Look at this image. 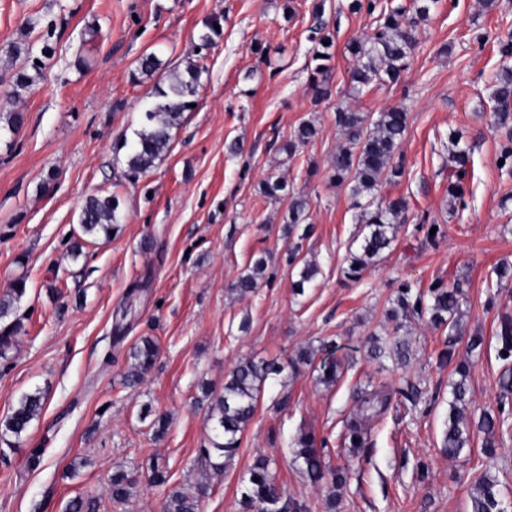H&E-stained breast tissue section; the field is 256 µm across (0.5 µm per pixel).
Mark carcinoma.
I'll return each mask as SVG.
<instances>
[{
    "mask_svg": "<svg viewBox=\"0 0 512 512\" xmlns=\"http://www.w3.org/2000/svg\"><path fill=\"white\" fill-rule=\"evenodd\" d=\"M324 0H319L314 11V25L309 35L313 44L312 60L316 61L310 77V90L314 102L320 103L331 95L329 72L334 40L325 34L327 22L323 19ZM381 19L373 35L350 44L355 59L350 71V86L359 92L373 82H399L408 68L409 60L418 45L419 21L408 15L407 8L397 4L384 8ZM498 52L505 66L499 85L491 95L493 101L492 117L495 127L504 132L506 143L501 145L502 167L512 171V39L501 41ZM161 68L160 60L153 54L143 56L138 65L141 75L152 77ZM42 76V66L31 64V70L18 71L13 75V94L20 97L30 90ZM201 69L188 64L184 70H172L163 80L164 87H158L157 100L144 112L143 125L136 131V138L128 146L125 162L130 173L137 175L149 171L156 165L169 147L171 129L179 125L183 114L190 111L189 105L195 103L194 86L199 84ZM408 113L401 107H391L378 113L377 117L356 110L350 104L338 103L335 122L341 135V142L330 160L332 180L341 185H351L356 206L361 209L360 230L356 247L349 251L347 266L342 269L345 278L357 281L364 271L378 261L395 240L396 224L401 222L407 210V201L403 198L391 199L386 203L375 202L373 191L384 181H397L404 175L405 165L400 145L407 131ZM23 124L20 112H0V130L16 133ZM318 134L314 122L305 121L294 131L292 137L281 145L280 151L291 157L298 148L309 143ZM452 171L448 175V196L454 208L464 210L467 207L465 177L470 162L469 150L452 142ZM286 189V183L280 177H268L260 185L261 192L269 198H278ZM368 198L362 203L360 199ZM119 199L114 195H93L83 203L78 221L83 235L92 239H111V232L119 230ZM308 202L302 196H291L288 213L284 223L294 226L306 216ZM288 265L298 268L297 280L293 282L296 293H304L306 286L312 284L320 274L317 264L299 255L298 249H288ZM267 261L261 257L253 267L240 275L234 289L239 296L245 297L256 291L259 281L264 278ZM26 293V281L14 283L8 297L0 298V318L9 314L15 303ZM463 290L460 285L448 286L441 281L430 285L425 292H412L408 284H403L391 305L385 311V319L392 324L393 338L380 344L373 341L368 355L374 360L389 357L401 368L410 360L408 344L400 337L404 322L411 317L429 314L432 325L448 329L445 348L439 353V365L452 366L448 375V418L442 432L441 447L450 459L459 458L471 448L473 438L482 435L481 450L489 458L496 455L497 434L509 415L506 404L512 396V367L505 370L499 378L501 392L497 410L481 413L479 417L467 413L468 379L471 365L466 360L455 358L456 335L461 328ZM23 327V323L14 321L0 329V358L12 345V338ZM498 357L503 361H512V318L504 316L496 331ZM324 356L302 350L290 359L293 369L305 364L317 372L316 381L333 386L341 375V364L335 356L334 345L321 348ZM159 348L150 336H143L129 350L132 363L125 373V383L138 385L155 365ZM283 367L276 363L248 360L236 365L224 381V391L212 397V391L204 389V396L213 398L208 406L207 421L210 423L208 445L200 449L201 456L209 461L222 458L224 463H216L219 469L229 463L237 454L244 432L253 420L266 382L280 375ZM359 397L356 409L344 422L342 437L344 447L356 456L366 447L368 426L373 420L385 415L390 403L391 393L381 389L368 390L357 388ZM45 401L44 394L36 390L22 394L17 406L5 418L0 419V440L18 439L36 419ZM295 460L308 482L320 487L326 482L332 483L325 499L327 512H336L339 503L336 489L344 486L349 473L343 467H333L326 462L325 441L317 438L312 431L299 432L292 441ZM259 481H254V478ZM134 479L130 472L122 467L112 472L109 480V496L115 503L125 502L131 494ZM209 487L201 484L193 493L180 490L171 492L164 505V512H200L201 501L207 495ZM470 512H503L506 502L499 489L498 480L487 472L480 473L472 484L470 493ZM239 512H294L291 502L283 500L282 494L271 474L269 462L258 459L249 469L248 477L243 479ZM99 499L88 496H75L70 499L64 512H99Z\"/></svg>",
    "mask_w": 512,
    "mask_h": 512,
    "instance_id": "obj_1",
    "label": "carcinoma"
}]
</instances>
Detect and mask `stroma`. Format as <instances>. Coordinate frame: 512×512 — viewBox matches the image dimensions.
Listing matches in <instances>:
<instances>
[{
    "mask_svg": "<svg viewBox=\"0 0 512 512\" xmlns=\"http://www.w3.org/2000/svg\"><path fill=\"white\" fill-rule=\"evenodd\" d=\"M316 0H0V108L23 112L17 134H0V297L25 279L14 316L23 330L0 359V418L19 397L41 390L42 413L16 445L0 444V512H63L75 495L99 498V512H161L168 493L210 486L203 512H238L243 476L266 458L284 499L324 512L326 489L303 477L290 448L310 430L326 439L332 465L349 469L341 512H469L468 492L488 471L512 501V427L499 432L497 454L480 450L448 459L441 436L448 417V371L437 356L447 336L426 319L404 332L408 367L379 368L366 357L383 337L384 312L401 283L428 289L435 280L461 284L463 328L480 331L481 349L460 339L456 356L474 363L468 410L500 400L496 330L512 317V285L489 292L493 269L512 263V175L498 161L504 138L491 125V94L502 68L497 42L512 35V0H437L419 24L410 67L396 85L370 84L350 97L351 40L371 35L375 15L351 10L352 0H325L335 27L330 98L313 103L308 40ZM222 32L205 58L195 46L213 19ZM53 23L54 53L43 77L13 98L12 76L26 58H10L27 20ZM268 57H261V49ZM163 70L190 61L203 69L196 107L172 132L170 149L150 172L133 176L120 146L132 141L158 78L137 73L142 55ZM378 113L405 107L400 151L405 173L378 185L376 200L403 197L408 209L393 248L359 282L345 280L359 210L349 185L330 179L339 143L337 102ZM314 120L316 139L295 156L279 143ZM459 131L471 162L468 207L448 197L450 131ZM284 177L289 194L308 201L306 219L288 227L287 196L265 197L260 183ZM94 194L120 200V230L87 243L71 258L70 234ZM427 217L441 232L426 238L415 225ZM315 260L320 273L302 295L292 289L289 244ZM267 278L238 298L230 285L258 258ZM150 285L131 291L141 276ZM156 339L160 356L143 382L126 387L130 347ZM336 343L345 369L336 386L315 382L309 366L286 370L265 385L257 412L232 462L214 469L199 450L207 440L202 386L224 389L226 374L245 360L285 364L302 349ZM389 384L397 393L368 445L351 456L341 439L356 386ZM286 410H277L279 400ZM166 415L154 439L143 405ZM42 461L31 467L33 450ZM158 461L165 485L148 482ZM429 472L418 479V463ZM136 472L128 500L112 503L107 486L116 467Z\"/></svg>",
    "mask_w": 512,
    "mask_h": 512,
    "instance_id": "35a3bbf8",
    "label": "stroma"
}]
</instances>
